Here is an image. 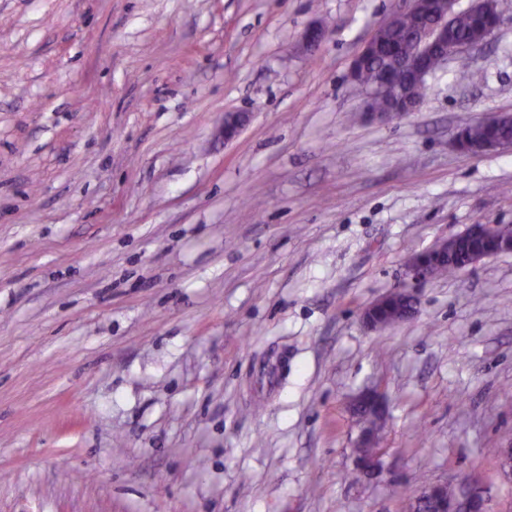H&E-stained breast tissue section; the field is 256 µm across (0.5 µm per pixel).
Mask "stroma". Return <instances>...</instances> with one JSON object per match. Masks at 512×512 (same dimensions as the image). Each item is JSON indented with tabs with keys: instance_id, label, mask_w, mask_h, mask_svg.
Wrapping results in <instances>:
<instances>
[{
	"instance_id": "stroma-1",
	"label": "stroma",
	"mask_w": 512,
	"mask_h": 512,
	"mask_svg": "<svg viewBox=\"0 0 512 512\" xmlns=\"http://www.w3.org/2000/svg\"><path fill=\"white\" fill-rule=\"evenodd\" d=\"M406 4L0 0V512H403L463 478L512 512V253L408 270L512 224V147L453 146L512 113V11L370 120L350 65ZM498 228V224H473L470 225V227H468V229L464 233H462L463 235L470 234L477 238H482L484 240L500 244V248H497L494 251L472 255L467 268L475 266L476 264H478L487 257L512 252V242L508 244L506 242L500 241L498 235ZM480 245L467 238L463 237L454 242L448 254V245L443 247V251L447 255V259L442 262V271L438 263L432 259L431 254L438 250L431 248L422 253H419L411 258L409 263V271L413 279L417 281H425L437 274H454L456 271L464 269L466 256ZM353 411L363 407L376 416L384 417L387 405L383 395L376 389H366L360 392L352 402ZM356 424L360 427L358 428V436L354 446L355 452H363L356 453L355 461L357 470L360 473L368 474L372 472L378 463L377 452H371L373 447L374 440L373 438L362 429H370L374 432L375 437L379 439V436L383 432L386 424L385 418L375 419L367 416L366 413L358 412L355 414ZM362 428V429H361ZM371 454H364L369 453Z\"/></svg>"
}]
</instances>
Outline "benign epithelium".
Returning <instances> with one entry per match:
<instances>
[{
	"mask_svg": "<svg viewBox=\"0 0 512 512\" xmlns=\"http://www.w3.org/2000/svg\"><path fill=\"white\" fill-rule=\"evenodd\" d=\"M407 9L395 12L365 41L360 51L353 58L349 77L356 84H361V73L371 58L383 53L388 54L392 60V66L380 72L378 87L386 96L387 103L383 108L373 105V96H368L363 103L367 116L380 120H389L414 112L419 102L403 90L401 82L414 79L418 82H426L427 77L434 72L433 63L443 64L448 58L461 56L468 51L485 45L495 30L498 28L500 18L494 16L486 8H479V26L482 39L479 41L459 42L448 35V24L440 17L438 4L435 0H409ZM409 18L416 32V40L412 46L411 59L406 72H401L400 60L404 56V48L390 45L384 41V33L397 24L401 19ZM499 225L497 224H472L466 233L500 244V248L471 256L469 266L473 267L483 259L502 253L512 252V242L506 243L499 239ZM434 249L426 250L411 258L409 271L413 279L425 281L439 273L438 263L432 259ZM390 300L385 295L362 312V323L370 331H378L382 323L378 321L379 310ZM353 407H363L376 416H385L387 405L383 395L376 389H366L360 392L352 402ZM418 502H430L437 512H488L487 503L481 492L470 488V482L462 480L457 484L453 494H448V482L438 481L423 486L416 495Z\"/></svg>",
	"mask_w": 512,
	"mask_h": 512,
	"instance_id": "7a95c632",
	"label": "benign epithelium"
}]
</instances>
